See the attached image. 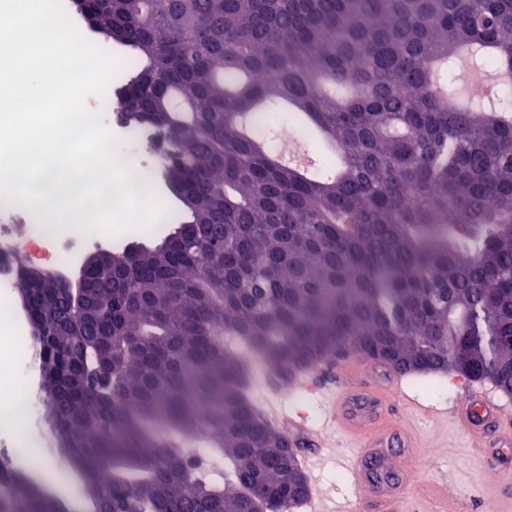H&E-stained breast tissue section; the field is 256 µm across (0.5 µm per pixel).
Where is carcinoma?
Returning <instances> with one entry per match:
<instances>
[{"label":"carcinoma","instance_id":"carcinoma-1","mask_svg":"<svg viewBox=\"0 0 512 512\" xmlns=\"http://www.w3.org/2000/svg\"><path fill=\"white\" fill-rule=\"evenodd\" d=\"M84 22L134 50L118 103L165 135L182 203L130 268L105 260L73 293L16 283L89 512H251L248 483L293 512L226 336L282 381L387 352L395 373L457 355L512 387V0H90ZM472 44L501 92L454 107ZM285 111L339 164L309 174L265 147ZM220 224L222 253L205 246ZM0 488L11 512H58L10 469Z\"/></svg>","mask_w":512,"mask_h":512}]
</instances>
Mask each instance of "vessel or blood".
<instances>
[{"label": "vessel or blood", "mask_w": 512, "mask_h": 512, "mask_svg": "<svg viewBox=\"0 0 512 512\" xmlns=\"http://www.w3.org/2000/svg\"><path fill=\"white\" fill-rule=\"evenodd\" d=\"M340 374L344 387L328 399L323 427H309L285 412L269 410V417L290 434L307 436L310 443L321 442L324 429H339L359 441V450L340 460L341 468L359 489L361 497L375 500L379 512H399L402 494L417 478L413 467L400 468L396 457L416 456L418 445L412 432L380 424L381 414L396 403H403L413 415L436 417V410L419 402L400 401L402 375L377 387L371 381L373 363L353 357L344 360ZM451 420L463 428L481 449L502 456L497 472L503 493L512 492V417L502 408L500 397L482 387H472L453 408Z\"/></svg>", "instance_id": "vessel-or-blood-1"}]
</instances>
